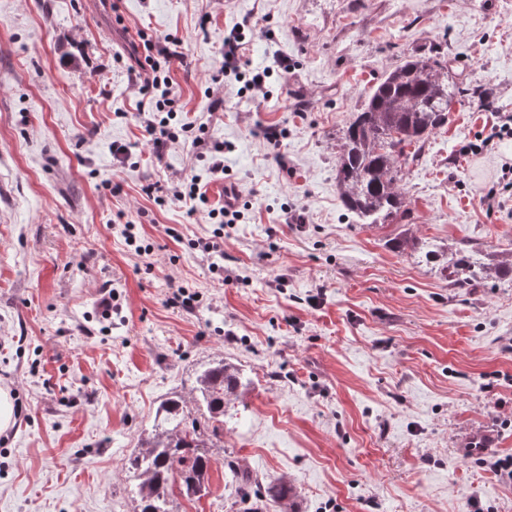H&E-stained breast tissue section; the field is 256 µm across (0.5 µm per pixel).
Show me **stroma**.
Here are the masks:
<instances>
[{"instance_id":"obj_1","label":"stroma","mask_w":512,"mask_h":512,"mask_svg":"<svg viewBox=\"0 0 512 512\" xmlns=\"http://www.w3.org/2000/svg\"><path fill=\"white\" fill-rule=\"evenodd\" d=\"M237 28L242 70L292 67L266 98L210 81ZM145 35L182 40L171 125H205L204 152L148 145L130 69ZM435 45L484 95L455 103L405 170L406 219L357 223L338 139L377 81ZM502 112L512 0H0V387L17 416L0 434V512H139L129 458L161 401L198 416L196 377L221 361L242 384L206 491L172 489L170 512H280L241 501L230 459L291 483L297 512H512V482L489 469L512 460V280L452 286L422 249L512 252V138L465 151ZM190 173L207 204H156ZM226 185L242 217L215 271L208 211ZM405 229L419 248L393 251ZM181 288L191 307L171 304Z\"/></svg>"}]
</instances>
